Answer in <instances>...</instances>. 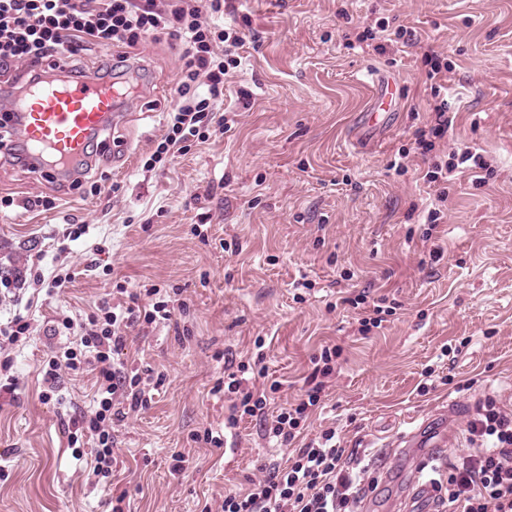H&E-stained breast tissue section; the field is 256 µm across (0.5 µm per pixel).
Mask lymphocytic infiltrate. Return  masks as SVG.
<instances>
[{"instance_id":"lymphocytic-infiltrate-1","label":"lymphocytic infiltrate","mask_w":512,"mask_h":512,"mask_svg":"<svg viewBox=\"0 0 512 512\" xmlns=\"http://www.w3.org/2000/svg\"><path fill=\"white\" fill-rule=\"evenodd\" d=\"M223 10L224 0H168L162 10L136 0H0V75L22 64L28 83L41 82L51 61L58 75L76 77L77 60L90 45L107 51L101 74H121L130 67V49L141 41L161 34L178 38L183 44L179 99L163 139L146 162L151 169L163 167L188 142H206L229 125L217 106L224 98L225 76L241 65L245 37L212 23V15ZM119 294L120 302L103 303L88 315L79 344L56 352L44 368L50 384L64 369L95 372L94 408L80 424L97 444L94 472L107 477L115 463L114 426L149 402L138 370L115 363L114 356L125 347L135 323L169 322L175 315L166 300L157 299L156 289L123 288ZM144 296L149 299L145 305L140 302ZM342 352L338 345L323 347L312 359L305 398L273 416L267 413L266 391L247 387L236 373H228L224 392L237 400L228 426H236L243 415L257 417L264 421L266 437L291 444L318 408ZM467 431L470 452L432 482L441 512H512V414L487 400ZM367 472L337 442L335 430L326 429L296 449L287 464L265 465L245 492L225 495L220 512H357Z\"/></svg>"}]
</instances>
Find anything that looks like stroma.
I'll use <instances>...</instances> for the list:
<instances>
[{
	"label": "stroma",
	"instance_id": "1",
	"mask_svg": "<svg viewBox=\"0 0 512 512\" xmlns=\"http://www.w3.org/2000/svg\"><path fill=\"white\" fill-rule=\"evenodd\" d=\"M222 22L245 35L242 65L224 81L229 130L146 168L182 65L179 40L163 35L136 47L138 85L88 178L64 186L0 159V197L13 201L0 210V267L20 271L0 292V323L30 325L0 348L14 377L0 386V512H112L117 488L124 512H201L245 489L291 449L248 417L228 453L193 435L223 431L232 411L214 391L225 360L250 367L260 350L256 384L274 387L277 409L303 395L320 346H342L299 441L332 427L343 447L365 450L374 484L360 512H433L419 488L467 453L479 403L512 410V0H231ZM379 22L378 40L357 41ZM429 49L451 67L437 95ZM374 74L391 75L400 96L390 124L363 134ZM438 96L453 123L436 155L476 147L493 176L476 186L452 173L433 265L423 234L436 189L414 134ZM65 269L73 279L58 296H34L36 276ZM304 278L314 288L301 295ZM119 285L178 294L189 312L176 326L136 327L119 353L164 384L116 426L111 480L86 466L93 441L80 461L67 443L69 420L93 405L92 375L61 373L46 401L42 367L77 340L63 321L84 320ZM364 290L397 305L366 334L344 302ZM423 423L452 437L430 462L425 448L398 445Z\"/></svg>",
	"mask_w": 512,
	"mask_h": 512
}]
</instances>
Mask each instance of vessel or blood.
<instances>
[{
    "mask_svg": "<svg viewBox=\"0 0 512 512\" xmlns=\"http://www.w3.org/2000/svg\"><path fill=\"white\" fill-rule=\"evenodd\" d=\"M125 94L118 80L88 72L58 84L25 87L5 109L29 167L63 181L67 170L84 159L90 139L118 122L116 104Z\"/></svg>",
    "mask_w": 512,
    "mask_h": 512,
    "instance_id": "b4317fda",
    "label": "vessel or blood"
}]
</instances>
